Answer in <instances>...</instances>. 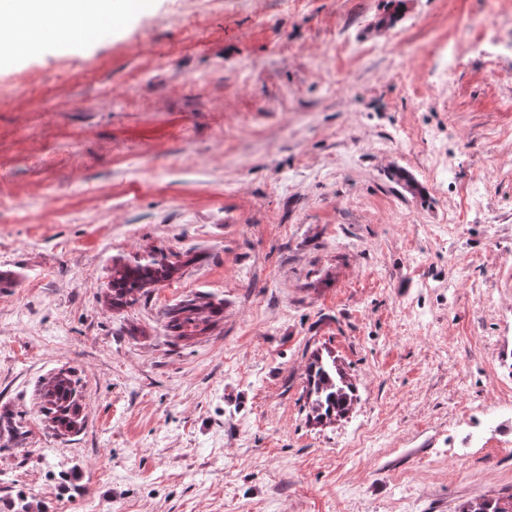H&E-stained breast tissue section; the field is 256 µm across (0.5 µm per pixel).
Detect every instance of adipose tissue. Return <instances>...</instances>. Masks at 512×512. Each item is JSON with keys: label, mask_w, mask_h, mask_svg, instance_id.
I'll use <instances>...</instances> for the list:
<instances>
[{"label": "adipose tissue", "mask_w": 512, "mask_h": 512, "mask_svg": "<svg viewBox=\"0 0 512 512\" xmlns=\"http://www.w3.org/2000/svg\"><path fill=\"white\" fill-rule=\"evenodd\" d=\"M0 17L9 20L0 28V45L12 58L27 57L50 38L82 47L122 20L112 0H0Z\"/></svg>", "instance_id": "adipose-tissue-1"}]
</instances>
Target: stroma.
<instances>
[{
  "label": "stroma",
  "instance_id": "stroma-1",
  "mask_svg": "<svg viewBox=\"0 0 512 512\" xmlns=\"http://www.w3.org/2000/svg\"><path fill=\"white\" fill-rule=\"evenodd\" d=\"M508 13L150 0L80 49L0 56V512L511 495L512 39L479 37ZM161 256L171 278L112 307L113 267ZM195 297L208 330L170 337ZM316 353L354 392L322 423ZM61 373L80 405L62 433L41 415Z\"/></svg>",
  "mask_w": 512,
  "mask_h": 512
}]
</instances>
